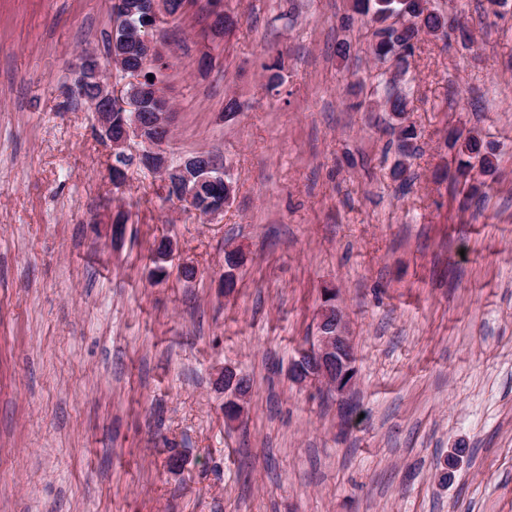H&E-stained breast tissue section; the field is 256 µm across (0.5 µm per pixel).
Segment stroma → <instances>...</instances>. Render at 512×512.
Here are the masks:
<instances>
[{
    "label": "stroma",
    "mask_w": 512,
    "mask_h": 512,
    "mask_svg": "<svg viewBox=\"0 0 512 512\" xmlns=\"http://www.w3.org/2000/svg\"><path fill=\"white\" fill-rule=\"evenodd\" d=\"M112 4L0 0V512H512V0H431L455 30L421 35L395 86L418 132L404 184L392 67L353 0H222L220 34L187 0L149 35L167 152L233 183L212 217L138 164L112 182L74 93ZM452 129L497 147L472 196ZM329 288L355 355L344 407L289 376ZM228 367L252 385L231 425Z\"/></svg>",
    "instance_id": "obj_1"
}]
</instances>
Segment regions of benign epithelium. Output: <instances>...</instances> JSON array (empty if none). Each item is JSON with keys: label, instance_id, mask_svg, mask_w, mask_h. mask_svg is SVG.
<instances>
[{"label": "benign epithelium", "instance_id": "1", "mask_svg": "<svg viewBox=\"0 0 512 512\" xmlns=\"http://www.w3.org/2000/svg\"><path fill=\"white\" fill-rule=\"evenodd\" d=\"M115 4L140 13L151 28L173 17L171 0H130L128 3L115 0ZM131 44L132 53L140 59L139 66L131 68L126 64L131 53L120 52L111 57V62L118 63L127 75L128 90L121 91L119 98L112 92L111 83L102 79L103 65L99 58L93 53L82 56L80 72L92 76L97 84L96 96L89 99L95 112V130L117 157H124L131 132L141 133L142 102L149 100L152 105L149 126L153 137H141L145 149L140 154V164L157 175L164 186L173 181L182 184L183 198L191 201L204 183L218 180L224 173L201 152L174 161L163 150L165 135L170 129V110L157 80L148 79L146 72L149 67L164 62L166 55L155 41L139 33L133 34ZM352 358L351 340L342 312L330 311V305L325 303L319 312L313 352L302 356L292 366L291 373L297 383H318L327 393L345 401L352 388Z\"/></svg>", "mask_w": 512, "mask_h": 512}]
</instances>
